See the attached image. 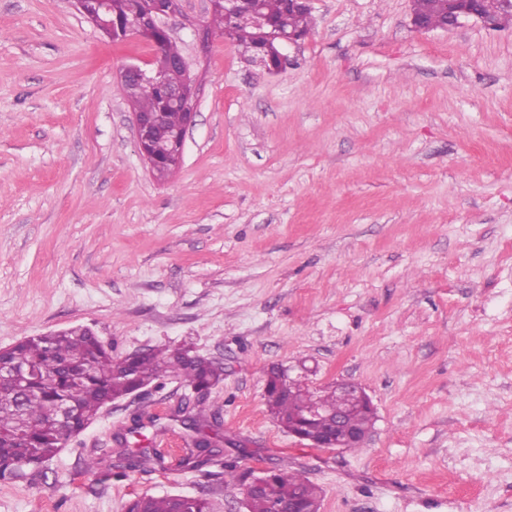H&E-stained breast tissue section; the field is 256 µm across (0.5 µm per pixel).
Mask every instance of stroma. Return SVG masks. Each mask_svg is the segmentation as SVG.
I'll use <instances>...</instances> for the list:
<instances>
[{
	"mask_svg": "<svg viewBox=\"0 0 512 512\" xmlns=\"http://www.w3.org/2000/svg\"><path fill=\"white\" fill-rule=\"evenodd\" d=\"M412 0H313L266 73L194 26L184 161L156 179L114 91L140 40L71 0H0V349L83 325L116 357L191 344L224 379L167 378L102 409L0 512H126L138 495L244 512L238 477L275 466L321 512H512V27L416 30ZM362 385V448H309L265 403L270 367ZM220 417L221 462L183 465L177 410ZM160 457L104 478L83 457Z\"/></svg>",
	"mask_w": 512,
	"mask_h": 512,
	"instance_id": "obj_1",
	"label": "stroma"
}]
</instances>
